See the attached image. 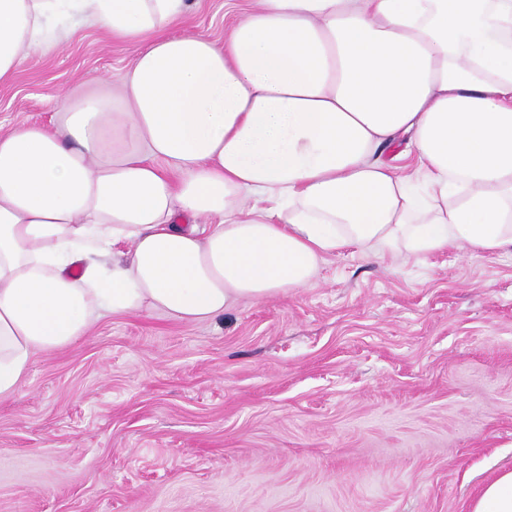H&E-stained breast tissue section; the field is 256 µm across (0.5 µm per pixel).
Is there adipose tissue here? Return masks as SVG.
<instances>
[{
	"instance_id": "ef3b65f1",
	"label": "adipose tissue",
	"mask_w": 512,
	"mask_h": 512,
	"mask_svg": "<svg viewBox=\"0 0 512 512\" xmlns=\"http://www.w3.org/2000/svg\"><path fill=\"white\" fill-rule=\"evenodd\" d=\"M188 7L0 0V82L70 22L136 50L0 135V399L108 314L212 320L353 245L512 247V0H257L221 43L170 35ZM403 136L412 174L379 157Z\"/></svg>"
}]
</instances>
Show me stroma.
Here are the masks:
<instances>
[{
  "mask_svg": "<svg viewBox=\"0 0 512 512\" xmlns=\"http://www.w3.org/2000/svg\"><path fill=\"white\" fill-rule=\"evenodd\" d=\"M253 0H190L227 37ZM80 24L0 83V134L119 78ZM512 470V248L352 247L314 283L181 322L106 316L0 400V512H472Z\"/></svg>",
  "mask_w": 512,
  "mask_h": 512,
  "instance_id": "1",
  "label": "stroma"
}]
</instances>
